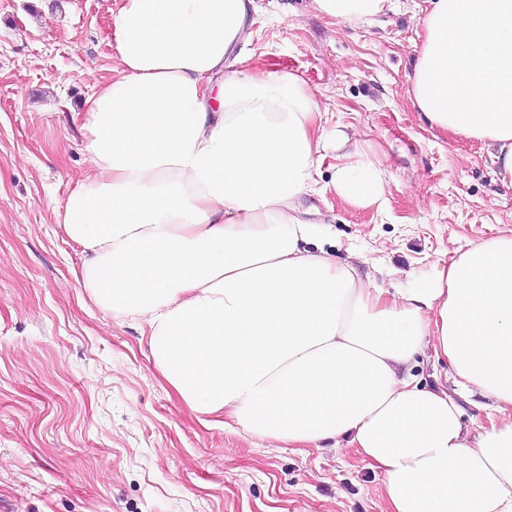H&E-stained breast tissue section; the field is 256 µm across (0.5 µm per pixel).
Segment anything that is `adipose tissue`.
I'll return each instance as SVG.
<instances>
[{
	"label": "adipose tissue",
	"mask_w": 512,
	"mask_h": 512,
	"mask_svg": "<svg viewBox=\"0 0 512 512\" xmlns=\"http://www.w3.org/2000/svg\"><path fill=\"white\" fill-rule=\"evenodd\" d=\"M411 101L433 127L493 149L512 183V0H431ZM334 23H380L399 0H312ZM256 0H120L117 60L79 116L85 180L53 215L76 279L149 329L155 366L201 416L288 447L346 442L386 512H512V230L393 290L338 259L299 198L328 151L331 185L384 206L376 162L328 131L297 75L237 69ZM454 389L423 387L425 350ZM493 400L472 433L459 401Z\"/></svg>",
	"instance_id": "obj_1"
}]
</instances>
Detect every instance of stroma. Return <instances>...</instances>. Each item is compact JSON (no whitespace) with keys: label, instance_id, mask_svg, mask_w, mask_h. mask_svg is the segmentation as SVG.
Segmentation results:
<instances>
[{"label":"stroma","instance_id":"obj_1","mask_svg":"<svg viewBox=\"0 0 512 512\" xmlns=\"http://www.w3.org/2000/svg\"><path fill=\"white\" fill-rule=\"evenodd\" d=\"M117 2L0 0V512H384L355 449L262 446L199 417L151 362L147 326L79 287L81 248L53 210L87 168L72 117L117 65ZM425 7L336 27L310 0H261L244 49L245 69L296 73L380 162L384 210L338 198L326 163L302 203L386 289L512 222L488 148L410 101Z\"/></svg>","mask_w":512,"mask_h":512}]
</instances>
